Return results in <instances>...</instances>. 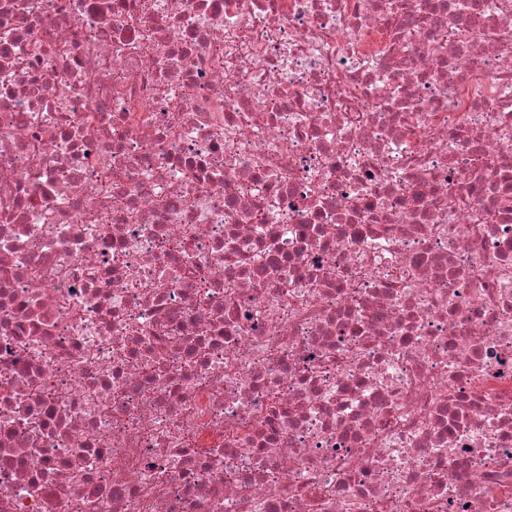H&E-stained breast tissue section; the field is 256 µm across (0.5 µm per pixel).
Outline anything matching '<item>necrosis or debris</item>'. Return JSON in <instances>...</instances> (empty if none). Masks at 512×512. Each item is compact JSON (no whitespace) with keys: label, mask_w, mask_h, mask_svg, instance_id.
I'll return each mask as SVG.
<instances>
[{"label":"necrosis or debris","mask_w":512,"mask_h":512,"mask_svg":"<svg viewBox=\"0 0 512 512\" xmlns=\"http://www.w3.org/2000/svg\"><path fill=\"white\" fill-rule=\"evenodd\" d=\"M0 512H512V0H0Z\"/></svg>","instance_id":"4bbe7bcc"}]
</instances>
